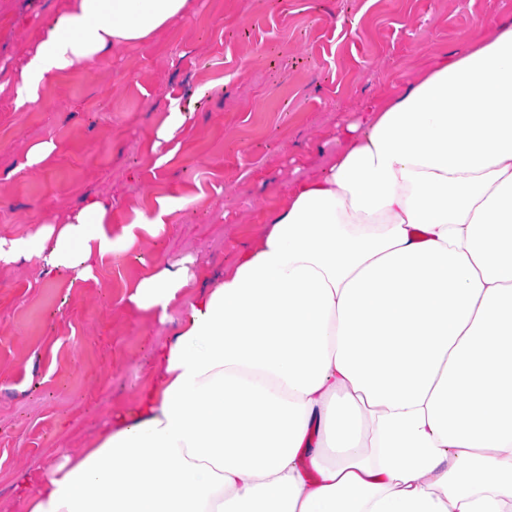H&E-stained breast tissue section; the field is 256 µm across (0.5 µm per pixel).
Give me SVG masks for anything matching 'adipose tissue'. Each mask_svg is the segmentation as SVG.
I'll return each instance as SVG.
<instances>
[{
    "label": "adipose tissue",
    "mask_w": 512,
    "mask_h": 512,
    "mask_svg": "<svg viewBox=\"0 0 512 512\" xmlns=\"http://www.w3.org/2000/svg\"><path fill=\"white\" fill-rule=\"evenodd\" d=\"M191 0H71L19 103L187 17ZM328 167L294 181L259 246L190 302L129 411L21 489L28 512H512V22L363 100ZM123 241L99 202L0 241L88 273ZM162 264L131 296L166 317Z\"/></svg>",
    "instance_id": "1"
}]
</instances>
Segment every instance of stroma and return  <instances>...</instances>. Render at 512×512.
I'll list each match as a JSON object with an SVG mask.
<instances>
[{
	"label": "stroma",
	"instance_id": "1",
	"mask_svg": "<svg viewBox=\"0 0 512 512\" xmlns=\"http://www.w3.org/2000/svg\"><path fill=\"white\" fill-rule=\"evenodd\" d=\"M69 3L0 0V84ZM511 19L512 0H192L187 19L59 72L37 103L0 95V238L39 218L69 223L92 202L115 238L176 208L161 236L140 234L136 258L92 259L88 276L35 258L0 265V512H27L20 482L135 406L154 348L234 246L262 240L288 183L335 153L360 100L388 98L436 53ZM174 108L186 120L159 139ZM43 142L53 151L20 172ZM152 262L196 274L164 321L129 300Z\"/></svg>",
	"mask_w": 512,
	"mask_h": 512
}]
</instances>
